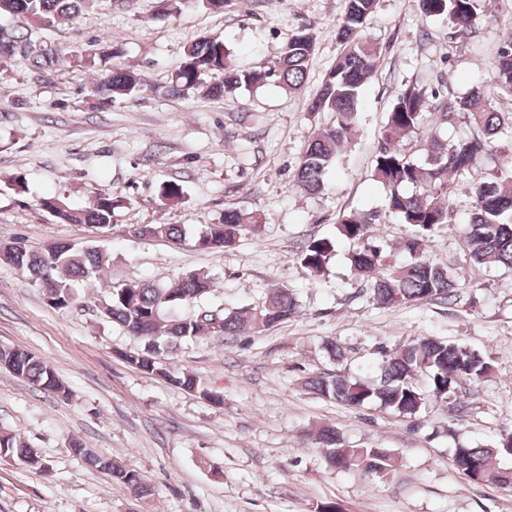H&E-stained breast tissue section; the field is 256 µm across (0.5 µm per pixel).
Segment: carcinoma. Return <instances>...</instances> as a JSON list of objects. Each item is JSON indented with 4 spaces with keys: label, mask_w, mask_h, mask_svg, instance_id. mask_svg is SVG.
<instances>
[{
    "label": "carcinoma",
    "mask_w": 512,
    "mask_h": 512,
    "mask_svg": "<svg viewBox=\"0 0 512 512\" xmlns=\"http://www.w3.org/2000/svg\"><path fill=\"white\" fill-rule=\"evenodd\" d=\"M167 9L202 6L221 13L224 0H167ZM426 18H444L451 30L449 39L469 36L481 21L480 0H417ZM112 0H0V17L17 20L11 29L0 27V71L8 72L17 57L13 49L24 47V59L37 70L68 66L70 60L56 49L42 44L39 34L63 19H75L85 12L106 10ZM378 0H346L344 16L336 28L342 46L335 64L326 72L320 89L312 98V112H329L332 121L318 128L299 160L296 183L309 193L321 189L323 175L338 165L343 150L353 142L360 123L359 98L362 89L374 78L377 47L362 36L367 18ZM313 35L305 29L288 39L279 59L267 69H242L231 58L226 42L202 37L185 47L172 75V91L184 94L198 89L209 78L208 93L214 98L242 87H255L274 79L300 89L308 79V65L314 53ZM490 82L504 96L512 98V37L497 48ZM143 83L131 67L114 64L93 83L92 92L104 104L125 99L142 91ZM433 113L435 128L421 137L424 161L402 146L419 134L425 113ZM466 120L468 132L455 141L442 138L441 126L458 116ZM512 132V112H501L482 86L461 96H440L412 84L402 89L386 114L373 177L386 190L385 212L395 215L411 229L404 249L412 255L400 262L374 240V226L382 212L352 211L342 215L336 226L340 237L353 243L350 266L354 275L369 284L373 300L384 306L412 304L424 300L450 303L457 296V275L449 267L423 256L422 242L440 224H451L455 187L467 185L473 205L463 237L465 255L477 265L498 264L512 267V156L501 158L495 175H480V165L493 157L495 140ZM408 187L417 188L409 193ZM39 205L60 223L105 227L112 223L117 198L101 192L86 204L73 206L61 194L39 198ZM266 218L260 213L244 216L227 209L220 224H211L195 240L200 251L220 250L242 236L261 233ZM152 238L178 241L185 236L181 224H149ZM335 248L327 238L310 239L301 247L302 264L312 279L320 278L329 255ZM0 262L27 275L42 291L48 305L65 309L75 300L74 285L97 277L110 266V256L93 247L78 250L65 243H50L40 251L22 245L0 249ZM213 288L207 274L188 272L174 282L133 285L111 291L101 309L102 317L139 338L143 348L124 354L126 363L137 370L157 375L183 390L195 392L212 402L222 395L205 386L190 372H173L157 361L160 345L171 349L184 341L204 336H243L281 324L294 316L297 300L288 288L269 290L262 304L248 311L222 310L183 316L184 306L203 298ZM3 369L38 387L47 394L68 396L69 391L53 368L24 348H0ZM376 383L351 381L343 375L318 373L304 378L302 386L311 394L331 399L352 408L377 403L406 417L418 416L429 399L445 401L464 385L480 383L492 371L488 359L464 344L434 337L417 338L386 356ZM312 444L325 449L329 465L360 471L378 480L397 472L399 458L388 448H355L347 445L339 431L321 427ZM70 452L102 470L111 480L126 487L134 496L149 493L141 475L118 461L104 457L75 440ZM512 456V434L483 447H459L453 455L454 469L475 485L492 484L512 488V469L499 466V460ZM0 458L17 460L42 473L47 463L17 433L0 434Z\"/></svg>",
    "instance_id": "obj_1"
}]
</instances>
